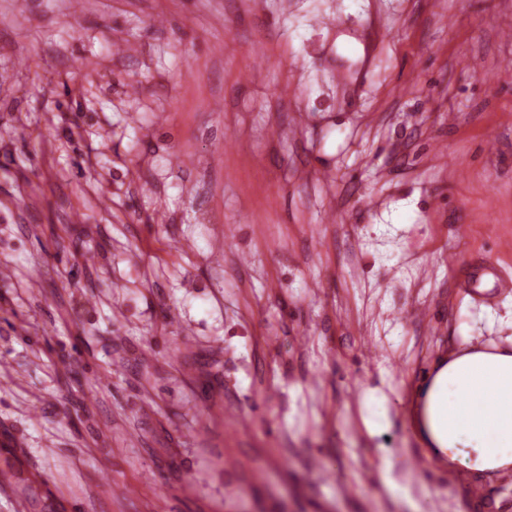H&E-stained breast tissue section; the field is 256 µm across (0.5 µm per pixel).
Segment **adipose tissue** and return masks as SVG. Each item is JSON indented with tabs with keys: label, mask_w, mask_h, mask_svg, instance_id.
<instances>
[{
	"label": "adipose tissue",
	"mask_w": 512,
	"mask_h": 512,
	"mask_svg": "<svg viewBox=\"0 0 512 512\" xmlns=\"http://www.w3.org/2000/svg\"><path fill=\"white\" fill-rule=\"evenodd\" d=\"M421 422L449 462L466 448L475 470L512 464V351L475 350L449 360L425 394Z\"/></svg>",
	"instance_id": "1"
}]
</instances>
